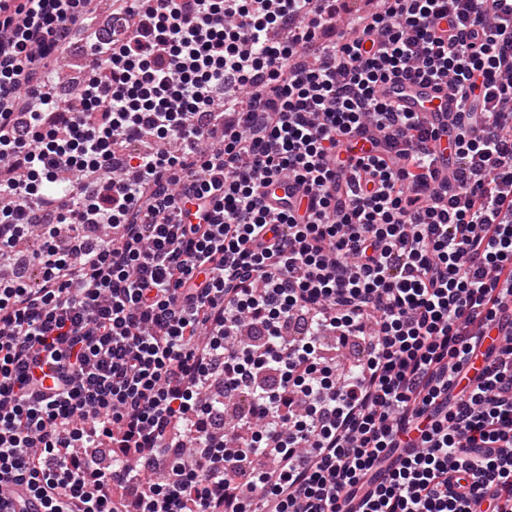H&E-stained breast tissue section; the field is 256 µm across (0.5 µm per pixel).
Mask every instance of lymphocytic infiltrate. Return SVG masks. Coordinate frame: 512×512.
<instances>
[{
  "mask_svg": "<svg viewBox=\"0 0 512 512\" xmlns=\"http://www.w3.org/2000/svg\"><path fill=\"white\" fill-rule=\"evenodd\" d=\"M88 2L0 0V258L32 269L0 272V485L512 512V346H483L512 307V0H118L120 42ZM398 77L466 109L440 133L380 97ZM281 175L305 214H268Z\"/></svg>",
  "mask_w": 512,
  "mask_h": 512,
  "instance_id": "obj_1",
  "label": "lymphocytic infiltrate"
}]
</instances>
